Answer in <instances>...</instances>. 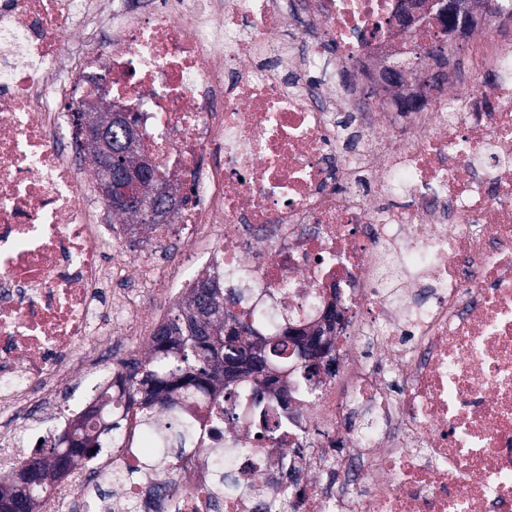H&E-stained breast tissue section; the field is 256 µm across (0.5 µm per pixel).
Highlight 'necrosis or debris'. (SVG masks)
Segmentation results:
<instances>
[{
  "label": "necrosis or debris",
  "instance_id": "necrosis-or-debris-1",
  "mask_svg": "<svg viewBox=\"0 0 512 512\" xmlns=\"http://www.w3.org/2000/svg\"><path fill=\"white\" fill-rule=\"evenodd\" d=\"M398 0H0V415L71 430L64 379L157 323L141 298L197 276L167 241L217 244L273 333L340 314L307 385L278 375L192 407L175 488L124 480L128 420L88 468L91 512H512V37L465 33L424 105L365 104L403 42ZM73 38L65 48V38ZM101 78L183 203L134 259L92 220V156L59 134ZM237 483L227 494L218 466Z\"/></svg>",
  "mask_w": 512,
  "mask_h": 512
}]
</instances>
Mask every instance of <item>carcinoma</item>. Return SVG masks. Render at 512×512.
<instances>
[{
    "label": "carcinoma",
    "instance_id": "carcinoma-1",
    "mask_svg": "<svg viewBox=\"0 0 512 512\" xmlns=\"http://www.w3.org/2000/svg\"><path fill=\"white\" fill-rule=\"evenodd\" d=\"M251 298L248 288L224 287V265L216 261L213 275L199 281L194 297L175 305L163 320L149 353L123 363L116 374L122 392L127 395L123 411L109 410L108 403L96 407L105 412L103 424L82 433L65 432L55 447L67 444L78 449L73 467L94 457L91 450L112 445L124 430L129 413L140 416L143 432L151 447L139 454L138 476L165 468L172 473L178 462L194 449L181 402L224 384V365L242 364L256 357V347L264 348L272 367L297 362L301 381L310 380L306 366L305 336L297 331L281 336L265 334L251 319L234 311Z\"/></svg>",
    "mask_w": 512,
    "mask_h": 512
}]
</instances>
